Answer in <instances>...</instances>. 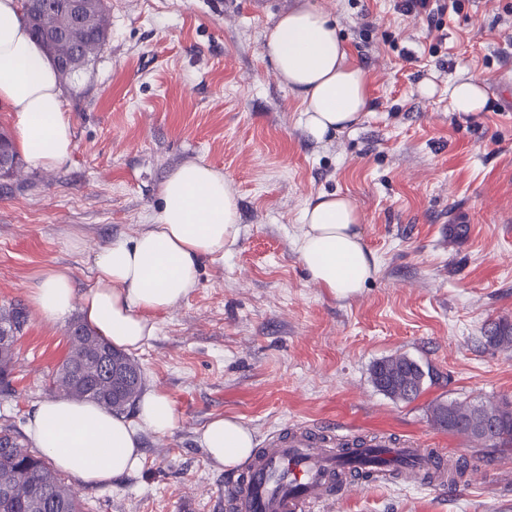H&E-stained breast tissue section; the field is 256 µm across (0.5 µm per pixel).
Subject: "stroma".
Listing matches in <instances>:
<instances>
[{
    "instance_id": "35a3bbf8",
    "label": "stroma",
    "mask_w": 512,
    "mask_h": 512,
    "mask_svg": "<svg viewBox=\"0 0 512 512\" xmlns=\"http://www.w3.org/2000/svg\"><path fill=\"white\" fill-rule=\"evenodd\" d=\"M109 0V38L64 79L76 148L60 170L26 167L0 196V305L28 304L46 268L94 282L92 255L153 223L162 182L182 165L221 169L237 195L240 238L202 263L179 306L154 313L155 336L133 357L145 386L180 419L142 433L141 468L78 492L84 512H213L235 472L199 441L234 416L256 441L287 426L332 422L448 455L469 449L435 428V400L512 399V350L485 345V325L512 321V17L506 0H466L441 33L398 0H315L368 79L370 107L352 130L310 140L298 101L263 56L264 35L301 0ZM438 53H431L432 44ZM414 63H406L404 55ZM479 74L485 111L448 104L447 82ZM432 83L433 96L420 93ZM350 196L377 271L339 298L311 282L296 249L301 211L320 193ZM468 228L463 239L449 234ZM81 316L31 314L15 344L13 391L0 427L24 431L68 352ZM404 353L431 378L395 402L369 377ZM454 490L367 482L324 512H512V447L485 451Z\"/></svg>"
}]
</instances>
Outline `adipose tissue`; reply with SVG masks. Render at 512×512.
<instances>
[{
    "instance_id": "ef3b65f1",
    "label": "adipose tissue",
    "mask_w": 512,
    "mask_h": 512,
    "mask_svg": "<svg viewBox=\"0 0 512 512\" xmlns=\"http://www.w3.org/2000/svg\"><path fill=\"white\" fill-rule=\"evenodd\" d=\"M264 54L299 100L303 129L315 141L353 129L368 110L367 76L351 60L335 23L312 0L282 14L268 32ZM453 111L480 112L487 80H450ZM0 109L10 112L16 146L38 169H59L75 151L58 72L23 20L22 0H0ZM161 209L135 237L100 247L93 286L76 298L68 269L52 267L30 295L44 317L61 319L80 306L85 323L113 347L140 349L156 333L153 312L171 309L198 286L204 259L223 256L240 235L236 192L222 171L195 162L172 172L160 188ZM296 239L311 280L341 298L357 294L376 271L358 230L360 215L345 195L318 194L302 209ZM178 426L171 399L145 391L136 420L91 403L49 399L32 412L26 436L55 468L87 486L102 485L142 465L140 434L169 435ZM200 440L209 459L231 469L251 454L252 431L216 416Z\"/></svg>"
}]
</instances>
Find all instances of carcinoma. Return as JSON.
<instances>
[{"instance_id":"cac0c4a2","label":"carcinoma","mask_w":512,"mask_h":512,"mask_svg":"<svg viewBox=\"0 0 512 512\" xmlns=\"http://www.w3.org/2000/svg\"><path fill=\"white\" fill-rule=\"evenodd\" d=\"M109 6L106 0H84L81 16L72 15L68 0H50L39 13L25 11L31 35L45 49L64 78L82 69L98 56L109 35ZM0 155L11 166L0 176V192L24 182L23 165L13 137L0 128ZM29 320V312L19 306L0 307V336L9 340L0 344V393L8 391L13 369V342ZM69 352L50 379L51 391L74 400H88L116 414H124L136 405L143 390L138 362L112 347L87 325L76 322L68 331ZM485 344L492 348H512V323L501 319L484 328ZM112 359L123 373L114 380L99 373L95 362L102 356ZM426 373L405 354L378 360L371 368V381L396 402L414 400L424 386ZM486 409L496 423L490 437L475 438L469 431L472 413ZM430 421L452 435L472 440L478 448H496L512 442V401L506 398L487 401H441L428 407ZM0 512H83L79 499L71 493L60 474L45 460L24 448L9 427L0 428Z\"/></svg>"}]
</instances>
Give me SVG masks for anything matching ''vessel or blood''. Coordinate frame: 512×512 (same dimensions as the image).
<instances>
[{
    "mask_svg": "<svg viewBox=\"0 0 512 512\" xmlns=\"http://www.w3.org/2000/svg\"><path fill=\"white\" fill-rule=\"evenodd\" d=\"M404 456L419 475H431L437 488L448 486V456L419 446H391L384 437L355 449L357 468L370 467L376 449ZM343 464L331 446L315 440L313 430L268 434L259 453L244 466L233 492L231 512H319L332 502L337 489L355 480L343 476Z\"/></svg>",
    "mask_w": 512,
    "mask_h": 512,
    "instance_id": "b4317fda",
    "label": "vessel or blood"
}]
</instances>
